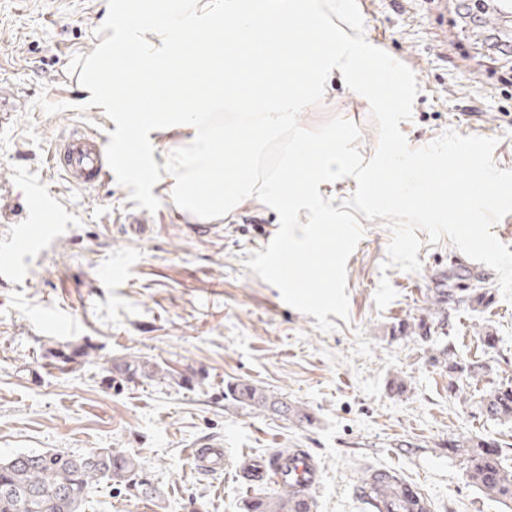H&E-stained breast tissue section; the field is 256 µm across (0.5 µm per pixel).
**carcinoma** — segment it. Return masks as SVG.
<instances>
[{"label":"carcinoma","mask_w":512,"mask_h":512,"mask_svg":"<svg viewBox=\"0 0 512 512\" xmlns=\"http://www.w3.org/2000/svg\"><path fill=\"white\" fill-rule=\"evenodd\" d=\"M434 322L423 318L410 325L401 322L396 332L416 333L429 339ZM448 349L442 358L448 369V391L455 397L465 394L471 382L490 375L485 364L477 362H450ZM115 372L128 381L139 378L173 379L174 371L157 363L130 359L113 366ZM224 395L239 406L255 411H270L291 415L299 422L311 423L312 416L300 406H292L275 394L254 384L238 381L226 385ZM481 415L495 421H512V384H496L480 401ZM448 451L463 458L469 481L487 495L505 503L512 501V467L504 463L500 444L484 437H456L448 439ZM145 468L139 457L102 448L98 454L88 451L74 454L60 450L21 452L0 459V512H82L90 490L103 483L115 482L135 486L138 493L151 498L156 494L152 486L139 483ZM313 502L294 503L293 491L288 485L280 487L276 495L256 498L247 506V512H312Z\"/></svg>","instance_id":"carcinoma-1"}]
</instances>
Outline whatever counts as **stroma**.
I'll return each instance as SVG.
<instances>
[{"instance_id": "1", "label": "stroma", "mask_w": 512, "mask_h": 512, "mask_svg": "<svg viewBox=\"0 0 512 512\" xmlns=\"http://www.w3.org/2000/svg\"><path fill=\"white\" fill-rule=\"evenodd\" d=\"M357 4L366 40L417 77L413 117L400 124L409 145L448 130L492 138L497 167L512 170V98L447 50L430 4ZM99 27V0H0V90L23 99L0 124V252L14 255L10 268H0V458L109 448L143 459L155 498L103 483L83 512H246V502L275 488L243 480L239 459L265 462L279 449H302L318 461L313 512H365L359 487L379 469L418 483L431 512H512L511 502L472 486L462 458L446 448L452 437L493 438L512 463V422L475 412L491 384L512 382V302L497 273L469 261L449 238L428 244L423 231L419 272L382 269L391 234L382 219L364 221L346 265L349 315L325 332L247 268L280 224L258 199L205 221L174 203L163 177L152 189L159 209L142 227L127 224L136 203L115 175L85 188L53 162L71 132L105 138L116 128L101 108L86 106L70 68L74 56L95 49ZM41 96L66 111L35 107ZM369 112L334 83L300 123L353 122L368 159L378 139ZM21 224L57 232L40 248L22 249L14 236ZM384 277L397 296L380 310L374 294ZM445 286L454 294L433 341L393 336L399 323L428 315ZM475 286L493 296L479 310L459 294ZM488 334L494 345L485 343ZM445 348L491 368L466 400L449 392L448 372L434 362ZM133 356L195 382L115 383L113 365ZM396 379L403 394L391 390ZM237 380L307 409L313 422L238 406L224 396ZM205 441L222 445V471L200 472L189 459L188 449Z\"/></svg>"}]
</instances>
